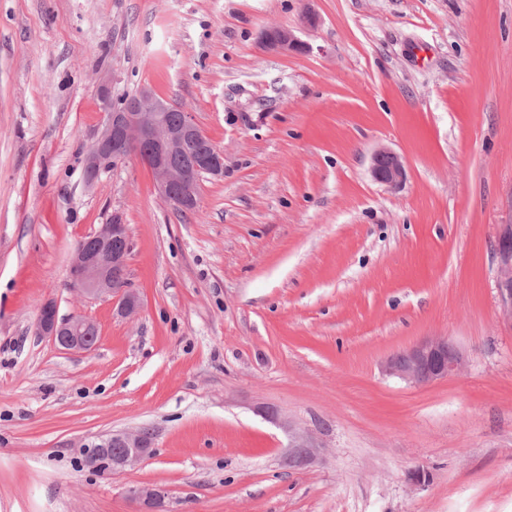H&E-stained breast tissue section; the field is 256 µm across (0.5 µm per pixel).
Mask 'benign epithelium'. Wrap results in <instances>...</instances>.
Listing matches in <instances>:
<instances>
[{"mask_svg":"<svg viewBox=\"0 0 512 512\" xmlns=\"http://www.w3.org/2000/svg\"><path fill=\"white\" fill-rule=\"evenodd\" d=\"M261 44L281 52H300L309 46L288 27L271 25L260 32ZM105 120L101 131L87 148L84 178L95 183L99 176L136 156L152 173L160 198L177 208L198 207L200 176L219 177L224 173V151L211 142L194 121L191 113L182 112L181 124L169 125L166 113L175 109L172 103L143 88L131 99L112 101L102 94ZM374 181L398 187L406 177L402 157L393 150L380 147L370 168ZM97 250L75 249L68 272L69 287L88 299L110 297L121 293L118 308L125 316L139 310L137 293L126 288L130 238L127 225L114 214L93 235ZM498 258V293L506 319L512 321V224H501L496 241ZM37 331L48 337L63 352L89 354L98 344L97 324L84 316L59 315L54 302L45 303L37 318ZM464 360L463 352L448 338L423 339L404 351L389 357L384 364L388 374L414 386H426L456 374ZM112 456V472L121 473L151 454L153 434L145 429L136 432H112L90 444ZM312 445L296 436L288 445V462L305 467L313 462ZM140 512H161L162 493L151 485L131 490Z\"/></svg>","mask_w":512,"mask_h":512,"instance_id":"7a95c632","label":"benign epithelium"}]
</instances>
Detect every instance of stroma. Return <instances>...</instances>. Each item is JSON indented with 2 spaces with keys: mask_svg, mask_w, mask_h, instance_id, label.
Here are the masks:
<instances>
[{
  "mask_svg": "<svg viewBox=\"0 0 512 512\" xmlns=\"http://www.w3.org/2000/svg\"><path fill=\"white\" fill-rule=\"evenodd\" d=\"M268 25L310 51L264 50ZM105 82L223 149L196 211L135 158L85 184ZM382 146L400 187L371 177ZM115 214L130 317L67 286ZM511 220L512 0H0V512H136L141 485L166 512H512ZM49 300L96 322L94 352L37 336ZM430 336L458 374L384 372ZM142 428L150 458L86 467ZM370 172L374 181L391 187H399L406 177L402 157L386 147L374 152ZM498 293L507 320L512 323V224H500L497 233ZM85 448H91L87 451L93 452V448H102L112 456V448H120V451L112 456V462L106 456L97 457L86 455V465L89 469L95 471L108 470L112 466L113 473H121L128 467H131L150 456L153 448V434L149 430L141 429L136 432H112L101 436L96 442L85 445ZM112 463V465H111ZM312 448L306 440L294 436V440L288 445V462L294 466L305 467L313 462L314 454Z\"/></svg>",
  "mask_w": 512,
  "mask_h": 512,
  "instance_id": "stroma-1",
  "label": "stroma"
}]
</instances>
